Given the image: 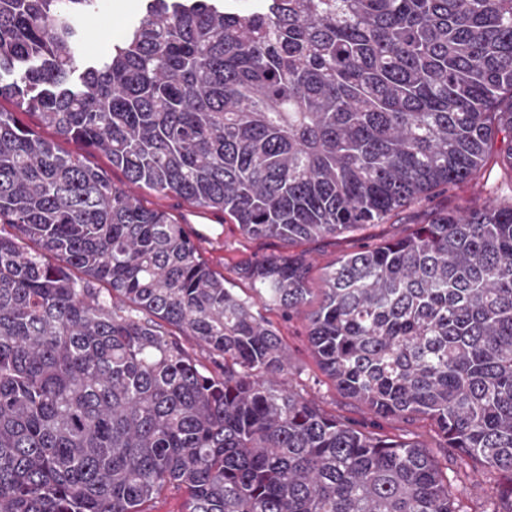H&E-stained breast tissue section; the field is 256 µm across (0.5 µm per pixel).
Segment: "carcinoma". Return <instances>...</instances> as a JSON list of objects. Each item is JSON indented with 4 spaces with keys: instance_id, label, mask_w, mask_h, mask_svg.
Here are the masks:
<instances>
[{
    "instance_id": "1",
    "label": "carcinoma",
    "mask_w": 512,
    "mask_h": 512,
    "mask_svg": "<svg viewBox=\"0 0 512 512\" xmlns=\"http://www.w3.org/2000/svg\"><path fill=\"white\" fill-rule=\"evenodd\" d=\"M101 9L0 0V512H466L425 447L304 398L264 309L512 512V203L436 211L317 293L304 253L243 259L244 298L136 193L290 247L512 167V0H144L90 61ZM381 428L385 433L389 434H408L413 440H417L426 445L432 455L437 457L442 465L446 464L445 459L448 453V476H456L462 469H467L472 473V462L468 459L469 466L462 464V457L454 448H438L439 440L436 434L430 429L426 422L416 420L407 422L403 420H382Z\"/></svg>"
}]
</instances>
